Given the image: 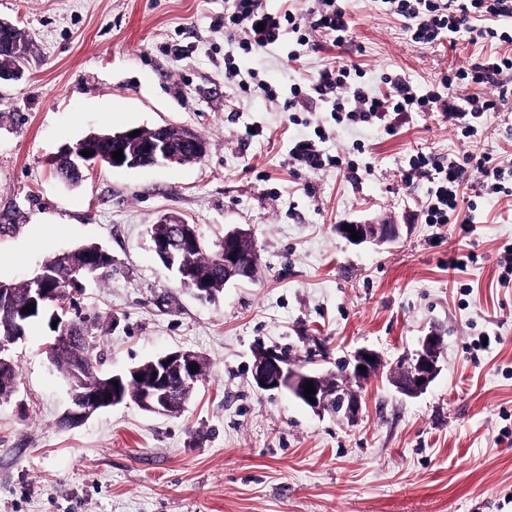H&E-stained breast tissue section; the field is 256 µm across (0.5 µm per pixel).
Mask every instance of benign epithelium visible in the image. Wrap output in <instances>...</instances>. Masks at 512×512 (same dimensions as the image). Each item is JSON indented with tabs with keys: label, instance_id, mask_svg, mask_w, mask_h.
I'll return each mask as SVG.
<instances>
[{
	"label": "benign epithelium",
	"instance_id": "7a95c632",
	"mask_svg": "<svg viewBox=\"0 0 512 512\" xmlns=\"http://www.w3.org/2000/svg\"><path fill=\"white\" fill-rule=\"evenodd\" d=\"M29 35L10 22L0 20V57L13 60V64L0 66V82L16 80L20 76V65L17 61L29 52ZM169 126H155L152 129L154 138L141 144L139 152L124 155V160H111L114 168H139L160 162L176 163L182 161V155L169 148L167 141ZM71 173L83 177V168L93 163H100L98 156L85 157L75 151L69 155ZM355 232L361 239L353 241L359 245L366 242L383 244L392 241L398 234L395 224H368L353 221ZM153 249L162 262L171 270L175 269V254L167 240L153 241ZM256 244L248 229L236 227L224 234V282L240 280L251 276L252 255ZM103 255L102 249L87 257L86 263L74 271L71 282L77 288L81 280L96 270L93 264L94 255ZM12 290L8 284L0 283V312L12 318L5 329L7 337L1 339L0 345L13 344L23 338L17 308L11 302ZM442 337L429 333L420 339V348L414 355L401 361L398 375L393 383L397 390L407 397H417L424 393L440 371L439 357ZM195 353L174 351L155 359V373L150 384L139 394L138 404L148 412L170 415L182 407L180 390L192 385L190 367L193 365ZM373 360H367V357ZM365 366L362 371L359 366ZM383 365L380 355L370 349L362 348L354 352L343 364V370L334 376H326L316 371L305 370L290 365L282 353L270 348L255 357L252 369L254 384L261 390H285L314 412L334 409V414L349 421L357 418L361 411L360 397L351 389L350 382L364 379ZM312 382L315 388L314 402L304 397L305 384ZM72 403L64 416V421L72 426L84 423L98 410L117 406L122 403L120 387L112 386L111 398L103 393L88 391H71Z\"/></svg>",
	"mask_w": 512,
	"mask_h": 512
}]
</instances>
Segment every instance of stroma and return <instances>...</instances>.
<instances>
[{"instance_id": "obj_1", "label": "stroma", "mask_w": 512, "mask_h": 512, "mask_svg": "<svg viewBox=\"0 0 512 512\" xmlns=\"http://www.w3.org/2000/svg\"><path fill=\"white\" fill-rule=\"evenodd\" d=\"M342 5L344 46L316 32L305 46L290 36L246 55L216 25L225 0H0V20L30 37L22 77L0 84V281L101 246L111 268L72 293L98 375L179 350L205 363L177 415L129 400L69 427L70 386L47 356L56 333L37 322L12 347L20 380L0 399V512H512V284L498 282L512 199H477L468 233L421 223L429 184L400 181L419 151L512 160V115L487 113L465 138L442 116L413 112L389 134L294 114L224 79L230 52L242 73L284 92L333 61L356 66L375 92L393 72L427 88L498 49L465 35L415 44L380 0ZM164 123L201 134L203 159L102 165L75 185L51 169L89 131ZM319 125L329 154L352 153L372 175L293 164L290 142ZM168 215L212 241L251 230L253 278L212 302L181 288L151 248L152 224ZM351 221L399 235L354 245L338 230ZM462 258L467 267L450 270ZM431 332L443 339L440 372L406 397L392 383L396 363ZM269 347L323 374L361 348L384 365L355 384L362 412L351 423L257 389L252 365Z\"/></svg>"}]
</instances>
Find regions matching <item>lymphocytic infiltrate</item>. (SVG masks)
Listing matches in <instances>:
<instances>
[{
    "label": "lymphocytic infiltrate",
    "mask_w": 512,
    "mask_h": 512,
    "mask_svg": "<svg viewBox=\"0 0 512 512\" xmlns=\"http://www.w3.org/2000/svg\"><path fill=\"white\" fill-rule=\"evenodd\" d=\"M392 14L405 19V29L413 43L455 42L460 34H476L482 40L508 44L504 53L484 56L480 61L443 75L439 89L424 90L403 73L384 76L386 92L371 93L351 79L352 69L333 62L317 78L291 85L284 100L287 111L309 112L314 104H324L336 122L354 124L383 122L387 131L410 112L440 113L463 137H473L483 124L485 113L499 112L512 100V0H383ZM224 29L238 34V46L244 53L261 51L295 35L298 44L310 41L312 32L321 31L333 45L349 42L352 29L345 9L337 0H308L303 12L290 9L269 12L258 0H231L224 11ZM497 82L499 92L483 93L482 88ZM472 87V94H458V87ZM290 160L320 170L336 167L357 174L359 167L344 154L331 155L313 139L297 140L288 151ZM427 181V199L420 210L425 224H470L472 214L461 212L459 189L471 183L479 195L512 196V161L504 162L495 154L483 152L441 159L417 153L402 170L401 181L413 187Z\"/></svg>",
    "instance_id": "obj_1"
}]
</instances>
